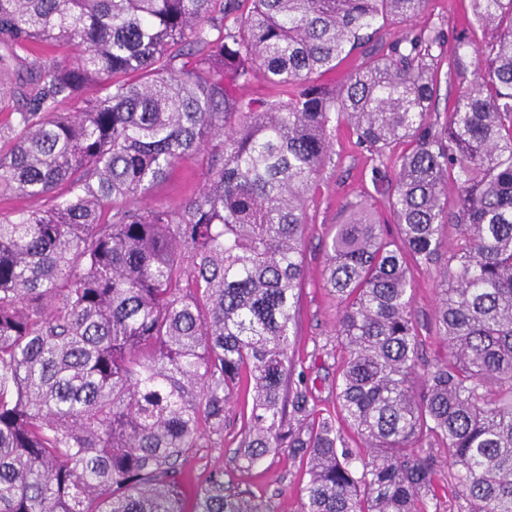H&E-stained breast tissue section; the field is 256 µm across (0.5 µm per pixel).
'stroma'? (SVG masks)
Returning a JSON list of instances; mask_svg holds the SVG:
<instances>
[{
  "mask_svg": "<svg viewBox=\"0 0 512 512\" xmlns=\"http://www.w3.org/2000/svg\"><path fill=\"white\" fill-rule=\"evenodd\" d=\"M470 0H429L425 12L417 19V27L437 26L450 36L471 33L475 43H482V31L472 27ZM332 161L321 174L310 195L308 216L310 224L305 235L306 280L300 294L296 325L295 356L303 365H310L316 347L336 345V302L323 286L325 258L324 237L331 225L342 223L355 202L366 203L381 220L389 219L385 198L376 193L370 180L374 164L371 155L359 148L345 128L333 135ZM206 177L201 159L189 158L176 165L163 179L153 184L144 199L150 204L176 208L198 193ZM442 264L415 275L413 310L419 325L428 358L442 357L445 347L434 335V310L439 271ZM245 391H238L230 403L229 415L221 440L197 449L185 466L188 485L205 481L211 470L224 471V486L232 491L250 490L253 496L267 501L273 512H298L299 488L303 482L302 465L287 451L267 456L249 472L240 471L237 449L246 407Z\"/></svg>",
  "mask_w": 512,
  "mask_h": 512,
  "instance_id": "obj_1",
  "label": "stroma"
}]
</instances>
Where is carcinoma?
<instances>
[{"label": "carcinoma", "instance_id": "carcinoma-1", "mask_svg": "<svg viewBox=\"0 0 512 512\" xmlns=\"http://www.w3.org/2000/svg\"><path fill=\"white\" fill-rule=\"evenodd\" d=\"M426 3L0 0V192L48 201L0 214V512H270L222 469L191 493L183 473L244 373L239 468L288 449L300 512H512V0H471L474 54L437 27L369 49ZM60 44L83 51L44 52ZM358 49L341 85L317 80ZM260 75L273 98L237 95ZM341 124L396 238L362 202L327 237L343 357L321 409L294 328ZM188 156L200 191L142 204ZM450 228L430 361L413 274Z\"/></svg>", "mask_w": 512, "mask_h": 512}]
</instances>
